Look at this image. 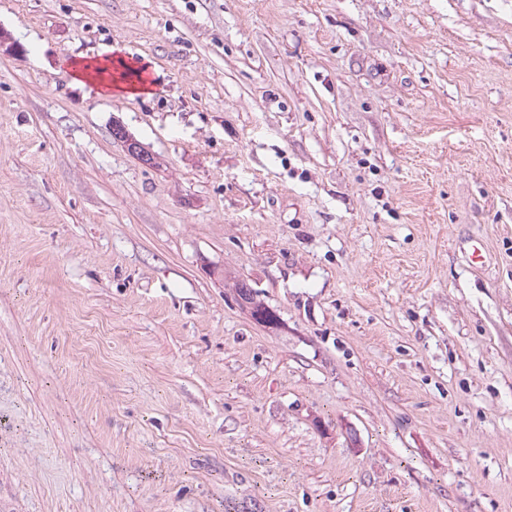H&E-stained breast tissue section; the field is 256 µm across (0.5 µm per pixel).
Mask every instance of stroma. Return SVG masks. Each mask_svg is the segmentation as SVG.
<instances>
[{"label":"stroma","mask_w":512,"mask_h":512,"mask_svg":"<svg viewBox=\"0 0 512 512\" xmlns=\"http://www.w3.org/2000/svg\"><path fill=\"white\" fill-rule=\"evenodd\" d=\"M0 512H512V0H0ZM118 60L117 58L107 57L103 60L76 61L72 63L71 66L73 67V74L77 78L81 80L84 78L100 89L112 91V88H115L132 93L144 91L146 89L145 85L147 80L142 78L143 71L140 70L136 74H130L128 71H120L115 64V61ZM112 68L115 72H119L118 76L112 72ZM97 69H102L103 72L96 73ZM106 72L110 74L109 77L104 74ZM124 72L128 73V75L122 77L121 74ZM237 301L249 308L250 316L257 324L274 327L279 324V318L260 301H256L252 288L245 282L240 281L236 288ZM258 316H260L258 318Z\"/></svg>","instance_id":"obj_1"}]
</instances>
